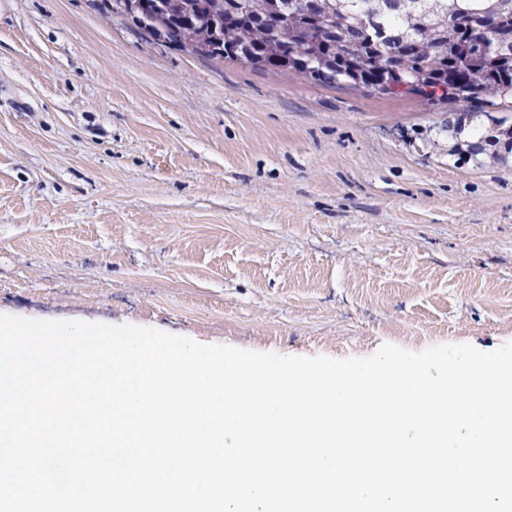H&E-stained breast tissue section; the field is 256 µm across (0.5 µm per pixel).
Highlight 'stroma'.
Instances as JSON below:
<instances>
[{
	"label": "stroma",
	"mask_w": 512,
	"mask_h": 512,
	"mask_svg": "<svg viewBox=\"0 0 512 512\" xmlns=\"http://www.w3.org/2000/svg\"><path fill=\"white\" fill-rule=\"evenodd\" d=\"M463 108L0 0V314L282 356L512 342V163ZM502 129V130H501ZM500 134L498 135H491L488 137H480L478 141L471 142L470 144H463L457 143L454 146V152H457V154L462 155L467 154L470 155V157H478L481 154H484L486 151H490L491 148H493V156L506 160V154L512 153V128H500ZM500 136L502 138H500ZM505 136L508 138L506 139ZM505 140L504 143L501 144V140ZM462 146H465L466 149L463 150ZM488 146V148H487ZM497 148V149H496ZM504 149V153L502 154L501 149Z\"/></svg>",
	"instance_id": "obj_1"
}]
</instances>
